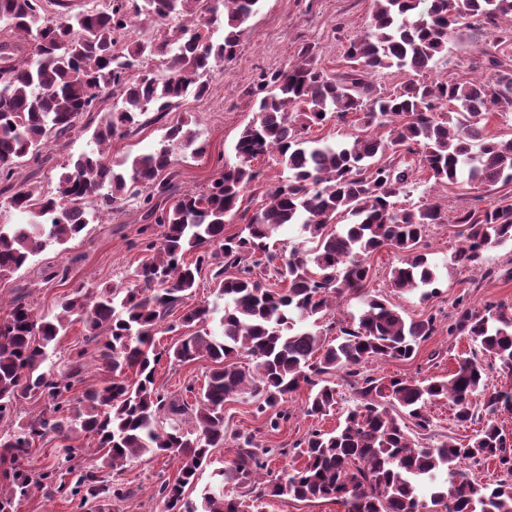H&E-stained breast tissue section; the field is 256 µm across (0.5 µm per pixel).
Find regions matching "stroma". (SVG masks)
<instances>
[{"mask_svg":"<svg viewBox=\"0 0 512 512\" xmlns=\"http://www.w3.org/2000/svg\"><path fill=\"white\" fill-rule=\"evenodd\" d=\"M371 0H262L260 9L249 22L233 60L221 63L212 73L208 93L203 97L187 96L182 105L162 119L145 115L143 123L125 137L114 139L109 157L120 161L151 151L163 138L168 127L188 121L200 142L206 146L204 155L190 150L174 148L173 167L178 176L175 186L182 193L196 192L207 186L224 163L234 162V145L243 128L255 120L253 103L247 92L256 75L267 69L284 67L295 60L303 46H311L328 72L346 68L345 50L353 37L364 30L371 11ZM486 41L483 33L463 29L458 31L441 57L433 77L442 78L463 74L468 63L479 55ZM87 118H80L74 133L53 140L42 151L41 164H27L22 172L34 185L43 190L54 189L70 157L91 149L92 131ZM473 194L466 188L447 190L435 186L428 172L415 171L411 175L407 196L399 197L400 205L407 203L439 204L444 211H453L471 204ZM145 223L137 200H130L123 210L101 219H94L76 238L62 245L47 248L14 275L0 279V299L11 300L25 296L34 309L56 308L73 286L83 284L89 289L126 282L145 253L141 234ZM459 246L455 229L448 224L431 228L422 243V249L438 263L440 292L425 299L419 292L396 293L388 286V274L400 266L402 256L392 249L374 254L370 263L374 269L368 285L370 291L383 295L401 308L405 317L417 318L436 315L437 331L422 342L413 358L408 360L372 361L366 363L367 372L382 376L424 379L445 377L453 372L460 358L471 356L475 349L468 336L449 335L447 326L454 320L453 306L459 294H467L476 307L504 303L512 305V280H484L479 273L452 262ZM55 268L68 271L66 281H46L45 275ZM83 353L85 370L75 395L102 386L105 379L95 360V347L86 341L82 323H73L64 336L58 338L52 361H59L76 353ZM208 373L207 361L188 366L160 363L157 383L166 392H182L186 385L202 388ZM337 405L327 416L313 419L304 415L307 389H299L288 397L285 408L287 422L279 432L268 433L265 416L255 414L249 400L229 402L225 407V424L229 434L223 447L215 449L210 466L198 477L197 489L214 484L215 472L229 466L236 447L234 435H255L260 444L276 449L269 464V475L300 467L304 458L296 444L317 428L335 429L347 411L356 403L353 389L346 382L337 385ZM177 465L166 456H157L131 463L121 473L122 482L128 483L134 494L119 505V512H157L155 489L161 479L174 477Z\"/></svg>","mask_w":512,"mask_h":512,"instance_id":"35a3bbf8","label":"stroma"}]
</instances>
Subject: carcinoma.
<instances>
[{
    "instance_id": "cac0c4a2",
    "label": "carcinoma",
    "mask_w": 512,
    "mask_h": 512,
    "mask_svg": "<svg viewBox=\"0 0 512 512\" xmlns=\"http://www.w3.org/2000/svg\"><path fill=\"white\" fill-rule=\"evenodd\" d=\"M262 0H108L106 8L73 13L68 0L46 17L41 0H0V20L29 39L32 56L16 62L18 45L0 41V184L10 208L27 224H0V278L19 271L30 257L79 236L89 216L123 209L140 200L143 218L160 227L142 250L152 253L126 285L94 292L71 289L60 310L35 312L14 300L0 319V512H12L31 488L64 494L90 512H114L129 495L113 475L143 457L166 455L177 474L156 487L160 512H241V495L224 492V478L252 501L328 500L344 512H512V439L495 418L512 411V391L491 390L476 356L464 357L446 377H376L370 360H408L436 333L430 314L406 319L396 305L368 289L370 258L392 248L404 253L391 269L390 288L405 293L439 291L436 267L420 243L435 224L457 227L452 260L480 270L483 252L512 240V137L488 132L512 114V0H373L366 30L350 40V69L329 73L308 46L282 69L263 70L250 96L257 119L242 130L236 162L197 193H177L171 146L205 153L185 122L168 128L160 147L136 155L123 170L108 157L112 139L141 125L148 112L161 116L189 94L209 89L204 77L232 59ZM179 20L158 38L129 35L132 27ZM224 27L213 43L198 25ZM476 27L490 34L480 50L481 74L433 79L437 58L448 52L455 30ZM395 74L391 89L375 77ZM121 101L101 113L95 148L69 161L56 192L13 180L23 163L37 160L52 138L75 131L86 113L106 99ZM361 115L348 141L309 136L327 116ZM273 157L287 175L267 189L265 203L236 233L224 234L226 218L260 178L253 161ZM418 166L434 184L460 185L503 194L487 206L444 213L434 205L395 207ZM297 224L310 250L288 255L270 250L272 233ZM210 271L224 300L221 333L199 330L170 347L155 336L180 312L184 326L205 324L213 310L192 304L197 278ZM351 293L362 310L350 322L333 316L336 299ZM448 335H467L480 352L512 371V307L455 300ZM78 321L95 343L107 373L98 389L73 396L81 381L84 352L61 370L50 363V346ZM248 359L254 368L240 365ZM183 366L206 360L209 372L194 401L162 391L161 360ZM357 394L335 430L313 429L294 444L304 463L266 483L263 470L273 449L253 435L237 434L229 473L199 498L186 491L224 447L225 405L248 398L273 431L288 412L280 405L305 386V415L327 414L337 403L339 373ZM133 379H128V374ZM49 409L14 425L21 400L33 394ZM452 403L455 422L483 426L468 442L452 438L419 443L432 431L431 404ZM63 444L64 460L32 471L25 463L33 445L47 437ZM89 436V461L76 464L72 442ZM492 460L507 478L472 480L467 463Z\"/></svg>"
}]
</instances>
